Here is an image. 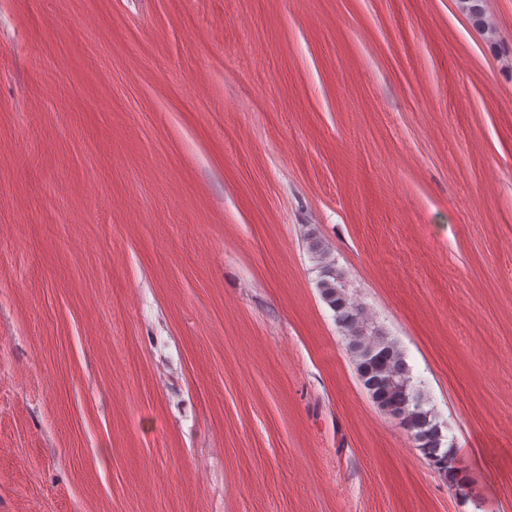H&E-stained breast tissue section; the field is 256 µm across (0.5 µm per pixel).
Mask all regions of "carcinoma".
<instances>
[{"mask_svg":"<svg viewBox=\"0 0 512 512\" xmlns=\"http://www.w3.org/2000/svg\"><path fill=\"white\" fill-rule=\"evenodd\" d=\"M472 26L482 32L492 29L485 0H459ZM320 269V293L334 313L363 388L377 407L399 420L416 448L441 472L447 470L445 436L433 410L426 408L423 389L414 383L412 370L397 343L375 325L364 308L348 293L344 275L328 261L318 241H309Z\"/></svg>","mask_w":512,"mask_h":512,"instance_id":"obj_1","label":"carcinoma"}]
</instances>
